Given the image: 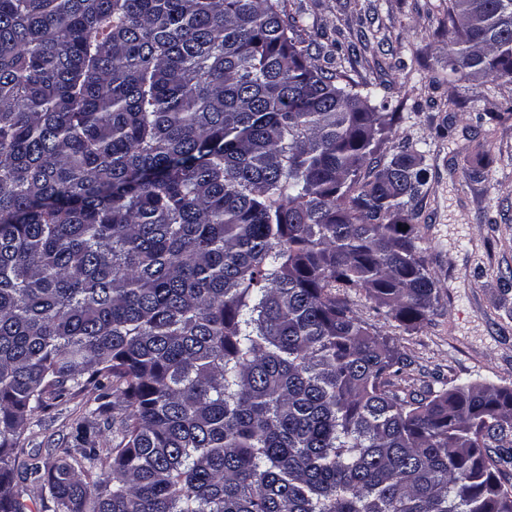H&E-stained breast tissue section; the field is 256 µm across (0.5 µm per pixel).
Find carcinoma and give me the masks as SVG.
<instances>
[{"label": "carcinoma", "mask_w": 512, "mask_h": 512, "mask_svg": "<svg viewBox=\"0 0 512 512\" xmlns=\"http://www.w3.org/2000/svg\"><path fill=\"white\" fill-rule=\"evenodd\" d=\"M284 0H0V512L48 401L112 446L51 512H512V389L413 397L350 293L438 300L422 157ZM448 77L512 83V0H448Z\"/></svg>", "instance_id": "carcinoma-1"}]
</instances>
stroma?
I'll list each match as a JSON object with an SVG mask.
<instances>
[{"instance_id": "1", "label": "stroma", "mask_w": 512, "mask_h": 512, "mask_svg": "<svg viewBox=\"0 0 512 512\" xmlns=\"http://www.w3.org/2000/svg\"><path fill=\"white\" fill-rule=\"evenodd\" d=\"M291 8L309 61L392 113L376 158L407 145L428 169L415 222L438 280L433 312L408 327L361 295L354 311L402 357L405 392L485 382L512 389V84L449 81L448 0H291ZM93 404L87 393L54 401L26 457L53 464Z\"/></svg>"}]
</instances>
